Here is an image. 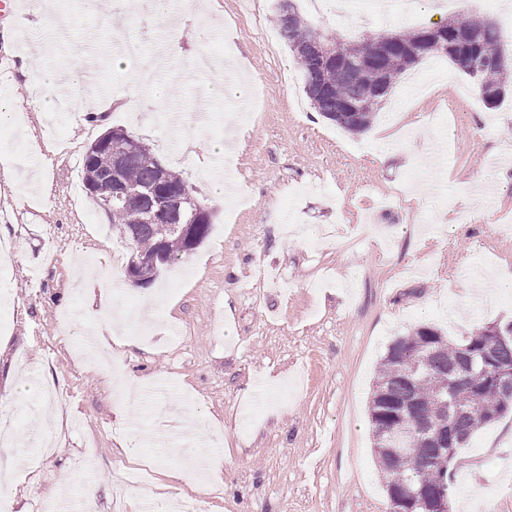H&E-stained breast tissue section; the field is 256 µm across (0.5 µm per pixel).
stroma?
<instances>
[{
    "label": "stroma",
    "mask_w": 512,
    "mask_h": 512,
    "mask_svg": "<svg viewBox=\"0 0 512 512\" xmlns=\"http://www.w3.org/2000/svg\"><path fill=\"white\" fill-rule=\"evenodd\" d=\"M307 21L331 37L363 40L426 28L452 12L502 23L501 10L460 0L455 11L434 0H398L388 13L364 0L352 16L294 0ZM185 35L200 50L229 59L222 70H196L167 58L174 30L117 11L115 0H54L66 29L46 22L25 30L28 72L14 71L7 94L26 95L33 76L80 62L98 66L95 97L121 96L147 74L143 109L113 107L105 125L58 114L77 161L53 150L38 126L23 121L19 142L0 140V157L37 174L30 188L0 181V241L15 259L0 269V429L13 435L0 457L16 462L0 488L14 512H40L55 494L62 512H115L112 474L148 461L152 483L126 493L144 499L208 496L207 512H386L368 407L387 346L421 324L462 342L486 323L512 322V236L471 220L488 206L512 218V159L490 170L481 159L512 145V98L485 106L472 79L443 56L402 74L372 125L359 134L318 115L286 42L276 35L275 0H206ZM139 41L141 54L111 64L116 37ZM222 79L223 96L209 87ZM168 104L155 111L154 88ZM148 144L183 172L213 211L209 236L187 259L146 286L114 287L128 251L88 195L81 154L107 128ZM220 142L229 168L216 170L201 147ZM468 216L455 235L449 215ZM110 287L136 319L142 299L164 290L166 306L149 339L126 347L98 343V318L77 291ZM112 355L127 378L147 387L118 397L106 368L89 353ZM62 384L66 415L54 428L58 451L42 456L31 413L44 385ZM195 413L198 432L219 433L201 452L184 435L173 404ZM512 416L479 429L459 449L450 475L452 508L463 499L488 512H512Z\"/></svg>",
    "instance_id": "stroma-1"
}]
</instances>
